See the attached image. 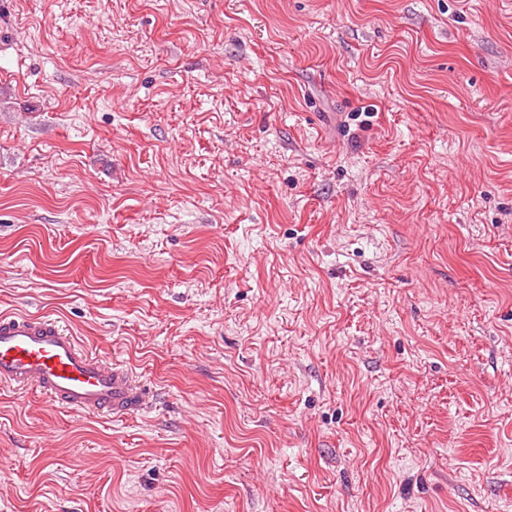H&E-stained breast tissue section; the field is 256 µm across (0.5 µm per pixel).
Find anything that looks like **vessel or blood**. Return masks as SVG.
<instances>
[{"label": "vessel or blood", "mask_w": 512, "mask_h": 512, "mask_svg": "<svg viewBox=\"0 0 512 512\" xmlns=\"http://www.w3.org/2000/svg\"><path fill=\"white\" fill-rule=\"evenodd\" d=\"M0 382L33 387L75 412L124 415L151 399L127 370L81 349L53 320L27 312L0 313Z\"/></svg>", "instance_id": "vessel-or-blood-1"}]
</instances>
